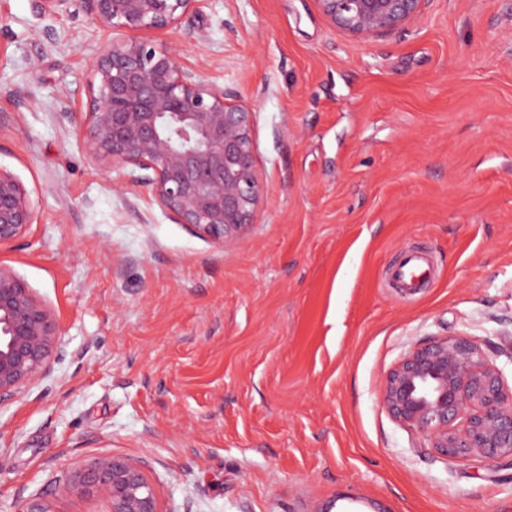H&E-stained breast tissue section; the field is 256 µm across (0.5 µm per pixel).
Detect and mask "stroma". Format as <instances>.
Instances as JSON below:
<instances>
[{"instance_id": "35a3bbf8", "label": "stroma", "mask_w": 512, "mask_h": 512, "mask_svg": "<svg viewBox=\"0 0 512 512\" xmlns=\"http://www.w3.org/2000/svg\"><path fill=\"white\" fill-rule=\"evenodd\" d=\"M126 37L83 0H0V167L39 213L0 263L66 350L0 407V512L34 493L110 512L61 484L104 454L144 460L171 512H512L507 471L441 456L380 403L432 336L512 373V0H428L367 41L316 0H201L167 38L254 108L264 187L224 245L90 152L94 62ZM412 247L435 278L406 295L385 276Z\"/></svg>"}]
</instances>
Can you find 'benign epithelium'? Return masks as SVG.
Returning a JSON list of instances; mask_svg holds the SVG:
<instances>
[{
	"instance_id": "1",
	"label": "benign epithelium",
	"mask_w": 512,
	"mask_h": 512,
	"mask_svg": "<svg viewBox=\"0 0 512 512\" xmlns=\"http://www.w3.org/2000/svg\"><path fill=\"white\" fill-rule=\"evenodd\" d=\"M201 0H85L107 29L150 31L104 47L95 59L97 88L85 106L89 147L116 167L148 171L141 182L177 223L225 244L253 223L263 185L252 128L255 112L236 95L186 68L164 35L197 11ZM338 31L365 41L418 19L428 0H316ZM30 194L0 167V245L36 223ZM64 356L52 309L9 266L0 264V404L51 374ZM383 407L422 434L442 455L512 466V387L475 338L442 336L409 351L386 375ZM89 486L111 512H172L145 461L98 457L70 492ZM16 512H52L39 495Z\"/></svg>"
}]
</instances>
